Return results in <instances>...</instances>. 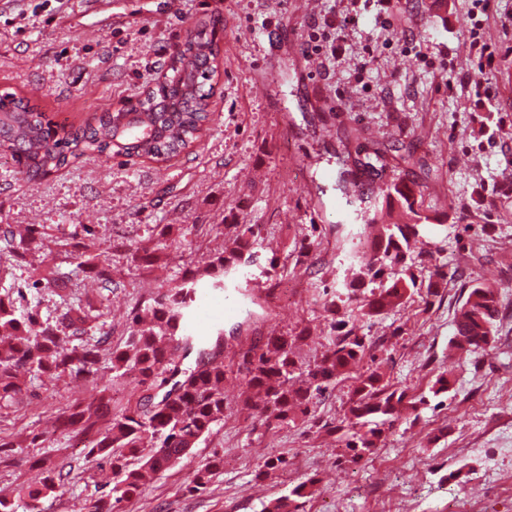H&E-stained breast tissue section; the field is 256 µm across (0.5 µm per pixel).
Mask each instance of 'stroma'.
I'll return each instance as SVG.
<instances>
[{
  "instance_id": "1",
  "label": "stroma",
  "mask_w": 512,
  "mask_h": 512,
  "mask_svg": "<svg viewBox=\"0 0 512 512\" xmlns=\"http://www.w3.org/2000/svg\"><path fill=\"white\" fill-rule=\"evenodd\" d=\"M470 6L397 0L385 11L379 0H360L357 24L340 34L319 21L341 13L342 0H179L171 11L165 0H0V92L74 127L155 89L187 30L222 19L209 118L193 148L164 161L85 157L36 183L19 179L0 148V296L43 321L65 301L81 303L90 315L85 339L107 335L105 350L126 340L134 310L204 266L234 227L257 236L249 261L190 315L199 334L224 338V419L124 512H260L311 476L308 512H393L394 499L369 494L393 483L414 512H450L463 500L480 502V512H512V57L491 77L488 97L465 86L475 67ZM276 37L287 39V55L271 54ZM313 40L336 44V57L307 56ZM342 166L358 181L350 200L336 187ZM395 179L420 186L435 220L417 245L423 274L440 266L448 277L438 296L414 295L386 315L346 311L348 327L376 344L358 370L379 368L412 395L441 373L452 385L440 404L419 406L358 457L339 428L354 375L330 385L308 416L271 429L244 410L236 369L275 330L297 336L302 362L321 354L335 319L325 296L341 292L374 235L361 212L381 207L378 189ZM31 224L41 225L43 244L15 258L9 233ZM165 228L167 258H135ZM75 248L101 255L111 287L88 280ZM46 264L68 278L67 298L32 288L33 269ZM476 277L499 293L496 341L455 353V313ZM110 366L102 360L92 386L67 374L31 376L27 394L0 408V436L13 446L0 462V495L38 482L31 461L43 456L70 462L76 478L41 499V512H75L109 493L110 465L81 453L57 418L68 405L95 406L93 389L111 384ZM214 456L224 465L208 490L189 494L196 467ZM277 456L288 457L287 472L257 477Z\"/></svg>"
}]
</instances>
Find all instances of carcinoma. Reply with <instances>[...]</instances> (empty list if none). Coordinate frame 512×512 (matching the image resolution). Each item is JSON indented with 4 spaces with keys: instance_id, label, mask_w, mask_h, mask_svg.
<instances>
[{
    "instance_id": "obj_1",
    "label": "carcinoma",
    "mask_w": 512,
    "mask_h": 512,
    "mask_svg": "<svg viewBox=\"0 0 512 512\" xmlns=\"http://www.w3.org/2000/svg\"><path fill=\"white\" fill-rule=\"evenodd\" d=\"M220 20L193 29L174 53L168 79L119 112H106L96 124L59 127L55 137L46 128L43 114L30 101L12 93L0 95V146L11 151L18 173L36 182L85 156H137L170 158L192 146L208 119L207 84L214 72L210 60L218 54L214 40ZM421 191L402 180L386 187L389 211L379 216L381 225L367 250L357 256L342 295L328 300L330 307L352 299L364 288L370 297L362 305L363 315L379 316L400 309L416 294L434 296L447 273L440 268L423 280L416 274L415 249L420 231L430 223L421 205ZM41 231L34 226L13 246L23 256L39 246ZM257 243L252 229L237 233L224 249L211 254L205 273L216 284L237 268L244 255ZM168 249L165 233L142 259L160 260ZM79 266L95 277L101 287L112 284L110 274L96 255L81 254ZM45 288L64 291L68 281L49 268L35 270ZM200 298L199 279L193 270L183 283L153 299L152 318L134 327L123 346L112 350V378L135 371L140 383L156 393L130 396L132 405L111 418L101 432L86 410L72 405L63 414V424L91 438V450L112 468L113 486L107 497L89 501L87 512H119V504L142 494L161 471L188 458L192 448L224 419L223 339L203 342L188 329L189 312ZM499 315L497 288L474 280L454 321L452 346L470 352L484 350L495 342ZM88 315L72 305L55 321L42 322L29 311L16 315L13 302L0 297V406H7L27 391V375L68 373L75 377L95 374L101 359L99 342L74 344L71 337L84 331ZM335 336L314 364L302 367L294 347L302 335L273 332L264 342L249 349L238 372L246 385L265 395L259 413L267 426H284L308 411V406L337 378L364 357L370 343L346 328L345 320L334 322ZM178 343L183 358L194 361L180 365L167 355V347ZM426 403V395L413 396L384 381L379 369L368 370L356 381L346 420L354 432L346 447L357 455L377 448L385 426L404 410ZM42 478L37 486L18 489L13 498L0 497V512H35V503L50 496L68 480L72 465L50 459L39 460ZM221 467L214 458L198 467L189 492L207 489L212 475ZM315 479L308 478L288 493L264 504L261 512H303L313 494Z\"/></svg>"
}]
</instances>
